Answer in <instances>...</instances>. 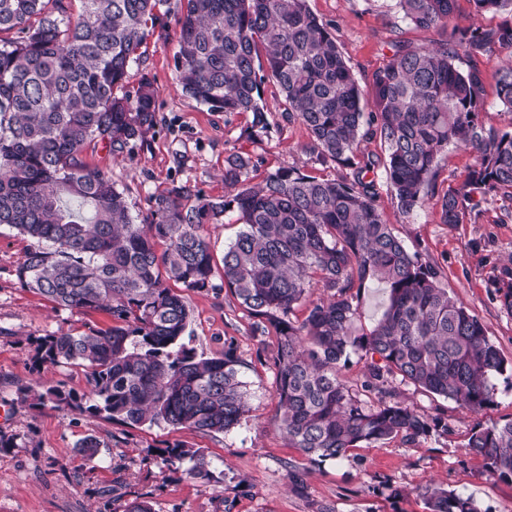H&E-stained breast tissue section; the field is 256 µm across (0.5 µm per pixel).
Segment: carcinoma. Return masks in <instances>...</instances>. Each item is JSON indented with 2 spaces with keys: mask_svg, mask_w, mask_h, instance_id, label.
<instances>
[{
  "mask_svg": "<svg viewBox=\"0 0 512 512\" xmlns=\"http://www.w3.org/2000/svg\"><path fill=\"white\" fill-rule=\"evenodd\" d=\"M0 0V226L31 240L18 281L60 307L102 311L112 325L37 341L42 364L88 368L89 390L60 386L35 404L132 426L165 423L214 436L248 412L231 346L203 357L186 342L185 290L215 287L207 226L233 213L241 225L224 249V287L273 330L277 429L308 457L341 460L352 448L416 443L448 422L401 402L361 400L341 377L352 351L366 358L363 388L384 394L411 384L478 413L493 403L494 379L509 363L484 324L449 294L437 269L410 252L378 209V177L409 215L435 194L448 146L474 155L465 180L438 195L441 222L458 224L481 203L512 218V130L485 124L481 59L512 48V24L456 28L432 48L399 44L364 87L330 25L306 0H184L175 70L182 90L211 112L251 115L243 134L270 128L263 85L285 101L283 116L309 133L307 148L334 179L282 166L248 183L252 157L225 158L224 183L238 191L206 199L190 184L149 199L132 216L109 170L84 152L132 149L157 124L156 89L144 74L117 95L138 50L154 34L161 0ZM476 12L512 14V0H472ZM419 28L448 25L455 0H397ZM373 109L364 111L365 96ZM512 112V63L497 85ZM377 140L381 152L364 149ZM164 245L157 252L158 245ZM385 285L387 305L353 335L361 290ZM315 290L302 321L290 318ZM512 312V269L497 283ZM490 475L512 482V419L475 430L466 444ZM167 461L207 479L212 459L173 446ZM428 512H479L470 496L436 483L421 492Z\"/></svg>",
  "mask_w": 512,
  "mask_h": 512,
  "instance_id": "cac0c4a2",
  "label": "carcinoma"
}]
</instances>
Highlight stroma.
<instances>
[{
    "label": "stroma",
    "instance_id": "stroma-1",
    "mask_svg": "<svg viewBox=\"0 0 512 512\" xmlns=\"http://www.w3.org/2000/svg\"><path fill=\"white\" fill-rule=\"evenodd\" d=\"M308 7L329 24L359 82L386 64L402 41L427 48L442 39L441 30L417 29L403 20L396 0H307ZM180 0H166L161 17L166 39L149 37L140 63L129 69L127 87L149 74L157 90V125L132 153L98 150L89 163L107 168L123 191L131 212L146 211L150 197L189 183L209 198L233 195L224 183L229 153H249L258 162L252 182L288 165L302 172L333 178L338 166L314 164L306 149L307 131L282 118L284 101L272 83L263 99L271 128L262 140L241 139L243 114L208 111L185 95L176 78L174 54ZM512 61V49L483 57L486 91L482 120L512 127V114L500 105L497 81ZM410 251L438 267L440 280L458 303L485 325L490 340L512 361V312L505 310L493 286L502 268L512 265V222L499 223L494 205L482 204L462 223L440 221L435 198L403 215L388 191L377 200ZM28 238L0 228V437L13 447L0 451V512H117L127 502L148 501L153 512H426L422 487L434 482L472 497L480 512H512V482L492 477L466 442L474 428L512 418V371L496 378L493 405L472 413L455 402L410 384H394L391 398L418 412L440 416L447 431H437L414 445L395 439L350 449L343 460L320 461L289 447L274 424L278 411L274 336H254L252 320L224 288L189 291L192 313L188 328L197 354L220 356L233 344L246 385L249 411L231 431L211 436L166 424L129 426L35 405L25 389L51 386L84 392L88 371L82 366L36 364L33 341L50 333L83 332L110 326L102 312L83 314L58 307L23 287L16 269ZM96 437L101 448L85 461L79 442ZM202 448L213 459L211 475L191 480L164 460L167 446ZM302 474L294 488L289 471Z\"/></svg>",
    "mask_w": 512,
    "mask_h": 512
}]
</instances>
